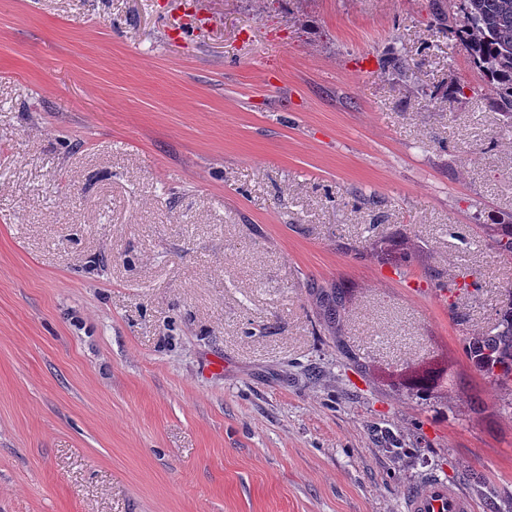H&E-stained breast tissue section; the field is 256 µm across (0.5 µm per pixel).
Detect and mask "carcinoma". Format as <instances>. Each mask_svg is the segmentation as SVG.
I'll return each instance as SVG.
<instances>
[{"label": "carcinoma", "instance_id": "1", "mask_svg": "<svg viewBox=\"0 0 512 512\" xmlns=\"http://www.w3.org/2000/svg\"><path fill=\"white\" fill-rule=\"evenodd\" d=\"M448 31L464 48L489 95L490 106L512 129V0H448ZM497 249L512 256V224L495 234ZM325 324L336 328L344 310L341 288L310 285ZM465 351L476 368L501 388H512V303L486 331L468 339Z\"/></svg>", "mask_w": 512, "mask_h": 512}]
</instances>
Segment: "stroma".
Returning a JSON list of instances; mask_svg holds the SVG:
<instances>
[{
	"mask_svg": "<svg viewBox=\"0 0 512 512\" xmlns=\"http://www.w3.org/2000/svg\"><path fill=\"white\" fill-rule=\"evenodd\" d=\"M447 7L0 0V512H512V132ZM308 288L316 297L319 314L325 324L331 329H336V321L339 322L341 312L345 309L343 289L336 286L327 289L315 284H310ZM465 351L476 368L505 390L512 388V299L486 331L472 336ZM475 503L453 482L426 476L405 498V512H475Z\"/></svg>",
	"mask_w": 512,
	"mask_h": 512,
	"instance_id": "obj_1",
	"label": "stroma"
}]
</instances>
